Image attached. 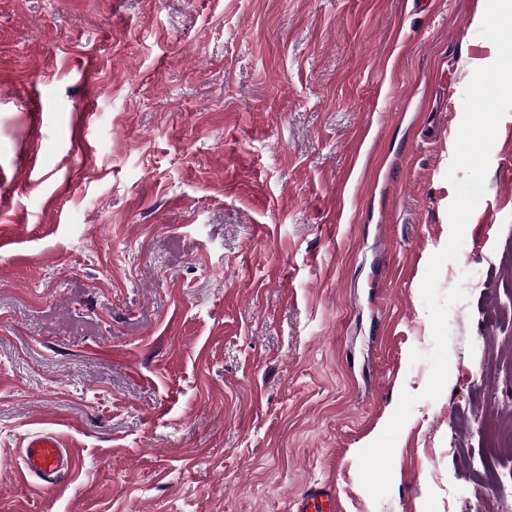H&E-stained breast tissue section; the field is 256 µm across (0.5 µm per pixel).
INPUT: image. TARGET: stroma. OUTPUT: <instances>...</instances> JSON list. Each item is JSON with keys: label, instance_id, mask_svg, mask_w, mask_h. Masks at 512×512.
Returning <instances> with one entry per match:
<instances>
[{"label": "stroma", "instance_id": "35a3bbf8", "mask_svg": "<svg viewBox=\"0 0 512 512\" xmlns=\"http://www.w3.org/2000/svg\"><path fill=\"white\" fill-rule=\"evenodd\" d=\"M486 0H0V512H512V112L421 286ZM100 87L94 121L86 98ZM44 112L31 123L33 94ZM418 395L389 494L358 453ZM56 432L58 489L17 480ZM23 448L20 474L38 478L45 492H53L60 478L73 469V450L53 432L43 431L28 437ZM326 507V508H324ZM313 508V510H310ZM336 496L326 487H312L298 503L297 512H338Z\"/></svg>", "mask_w": 512, "mask_h": 512}]
</instances>
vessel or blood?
<instances>
[{
    "instance_id": "b4317fda",
    "label": "vessel or blood",
    "mask_w": 512,
    "mask_h": 512,
    "mask_svg": "<svg viewBox=\"0 0 512 512\" xmlns=\"http://www.w3.org/2000/svg\"><path fill=\"white\" fill-rule=\"evenodd\" d=\"M23 477H36L44 491L56 489L62 476L70 473L74 465V452L58 435L50 431L36 433L27 438L21 455ZM336 497L329 488L313 487L298 503L297 512H336Z\"/></svg>"
}]
</instances>
